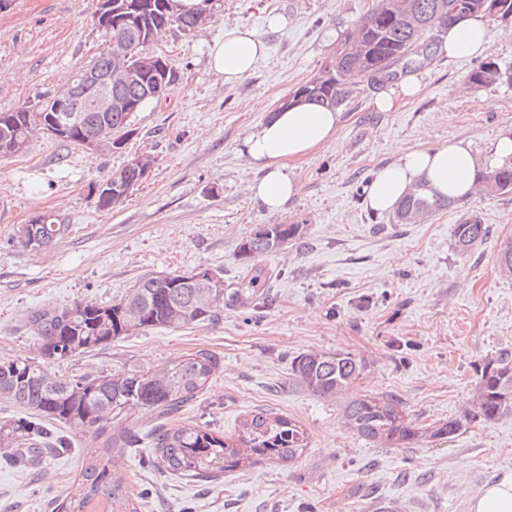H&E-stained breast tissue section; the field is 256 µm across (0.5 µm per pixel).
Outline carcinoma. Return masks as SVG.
I'll list each match as a JSON object with an SVG mask.
<instances>
[{"label": "carcinoma", "mask_w": 512, "mask_h": 512, "mask_svg": "<svg viewBox=\"0 0 512 512\" xmlns=\"http://www.w3.org/2000/svg\"><path fill=\"white\" fill-rule=\"evenodd\" d=\"M137 3L145 8H125ZM210 0L198 9L169 10L167 0H112V14L101 17L98 27L117 44L127 43L129 55L124 64L138 72L140 79L112 88V96L126 107L97 112L92 102L96 86L79 88L75 117L58 129L50 123L52 113H44L38 125L26 108L0 112V158L22 153L36 131L82 147L99 138L101 131L112 132V144L98 147L123 151L135 134L131 117L152 101H159L157 79H165L166 92L179 81L175 64L165 55L148 51L155 32L175 27L192 34L210 16ZM481 13L491 20L512 16V0H373L362 20L336 46L328 65L305 81L298 90L305 101L338 109L346 104L360 79L370 84L399 80L413 69L432 60L437 33L457 19ZM496 82L512 85V67L501 69L488 60L472 70L468 86L473 90ZM146 168L127 160L124 167L89 192L95 193L101 209L119 207L129 189L139 186L149 175ZM477 190L484 195L512 191V158L478 173ZM454 204L449 198L430 193L424 184L416 185L395 209V223L415 224ZM68 225L49 213L38 214L19 229L24 246L38 242V248L51 246L67 231ZM489 234L488 226L476 216L453 225V244L466 254ZM303 236L301 224H261L238 245L236 259L250 268L240 298L247 301L264 295L271 274L254 264L260 257L278 252L284 245ZM224 300V291L199 288L182 277V272L149 275L139 280L124 297L110 304L92 302L65 306L34 307L27 313V326L41 341L40 367L31 369L28 359L0 361V400L27 411V415L0 420V447L12 458L35 464L47 444L56 453L69 448L68 438L52 430L58 426L74 433L98 435L108 416L119 417L131 410L171 413L203 392L220 370V359L209 350H198L171 366L155 370L125 369L106 375L62 378L50 363L90 352L157 327H180L214 318L213 310ZM489 359L492 370L476 371L473 399L460 415L422 425L409 417L398 398L384 393H356L342 408L347 428L379 447H406L431 438H450L472 424L490 423L512 415V349L500 348ZM369 364L362 357L344 351H311L292 361L296 384L312 394L333 399L364 379ZM161 468L178 477L214 481L224 472L261 460L291 462L301 457L309 445L306 430L286 415L258 410L246 416L238 439L232 440L205 426L185 424L162 428L154 435ZM136 447L134 435L113 424L105 435L101 452L82 465L73 494L59 504L60 512H90L94 502L109 506L108 512H139L141 502L131 498L117 457Z\"/></svg>", "instance_id": "obj_1"}]
</instances>
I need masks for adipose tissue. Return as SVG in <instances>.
<instances>
[{
  "label": "adipose tissue",
  "mask_w": 512,
  "mask_h": 512,
  "mask_svg": "<svg viewBox=\"0 0 512 512\" xmlns=\"http://www.w3.org/2000/svg\"><path fill=\"white\" fill-rule=\"evenodd\" d=\"M440 50L448 55H483L487 50L485 19L470 16L449 27ZM265 54L266 47L256 32L231 28L210 44L208 66L225 84L232 85L247 77ZM340 117V112L301 102L272 112L253 127L240 147L250 166L264 172L260 180L249 184L251 197L274 212L296 194L298 188L285 171L287 162L309 158L335 144ZM393 156L369 186L367 203L373 211H393L419 183L440 196L469 198L479 162L467 142L398 147ZM467 512H512V469L499 472L470 496Z\"/></svg>",
  "instance_id": "ef3b65f1"
}]
</instances>
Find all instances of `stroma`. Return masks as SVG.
<instances>
[{
    "label": "stroma",
    "mask_w": 512,
    "mask_h": 512,
    "mask_svg": "<svg viewBox=\"0 0 512 512\" xmlns=\"http://www.w3.org/2000/svg\"><path fill=\"white\" fill-rule=\"evenodd\" d=\"M372 0H212L209 23L154 40L181 81L166 102L132 116L136 129L120 153L93 152L34 133L25 153L0 158V360L32 356L38 339L25 323L41 305L108 304L146 275L210 269L226 292L245 268L238 244L262 224H300L301 239L262 258L274 277L269 300L225 302L213 321L157 328L54 364L66 376L158 369L200 349L221 361L210 386L174 415L139 412L125 426L140 440L122 465L141 512H466L468 498L494 474L512 469V417L476 423L452 438L413 448H380L342 422L341 402L314 396L292 379L299 354L355 353L370 363L364 389L400 399L429 423L459 415L482 359L512 346V275L498 267L512 240V192L477 195L421 224H396L366 205L391 149L470 143L485 166L512 132V86L469 91L479 60L437 55L410 72L418 94L390 112L372 102L398 83L359 82L341 109L340 147L290 163L299 192L268 213L248 185L254 171L239 155L250 129L316 74ZM98 0H6L0 8V112L54 96L71 73L105 49L91 21ZM287 18L269 27L270 15ZM258 31L268 52L255 71L227 86L207 65L209 44L225 28ZM493 106L478 107L479 96ZM157 162L112 210L97 207L90 184L106 180L136 154ZM49 212L69 226L51 247H23L22 224ZM475 215L490 232L467 254L452 227ZM263 409L299 421L310 446L298 460L264 461L216 481L163 473L151 432L194 422L237 437L246 415ZM67 452L39 468L0 456V512H54L101 441L70 434Z\"/></svg>",
    "instance_id": "stroma-1"
}]
</instances>
